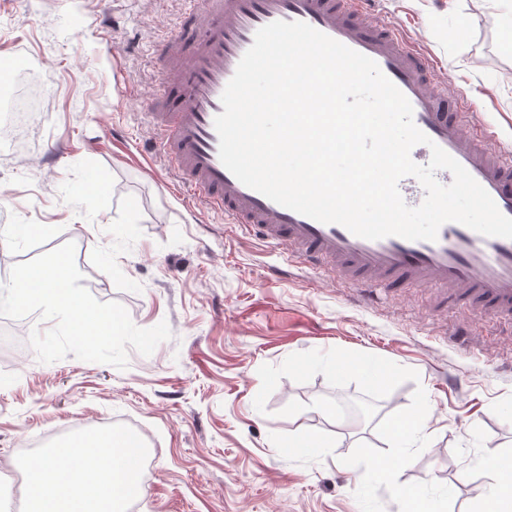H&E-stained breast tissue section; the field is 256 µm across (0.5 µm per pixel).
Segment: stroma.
I'll list each match as a JSON object with an SVG mask.
<instances>
[{
	"label": "stroma",
	"instance_id": "obj_1",
	"mask_svg": "<svg viewBox=\"0 0 512 512\" xmlns=\"http://www.w3.org/2000/svg\"><path fill=\"white\" fill-rule=\"evenodd\" d=\"M439 63L449 93L468 91L512 150V0H379ZM185 0H0V54L40 64L44 103L28 135L0 150V264L66 242L82 284L133 323L167 322L170 339L127 369L67 355L46 364L30 343L0 355V465L26 462L83 433L135 430L151 479L136 512H360L362 470L342 464L358 443L386 449L377 421L339 426L320 412L282 416L290 402L359 399L357 384L281 378L258 412L261 365L342 348L414 369L418 381L381 399L385 414L428 403L427 447L403 483L436 481L451 512H477L492 456L512 457V323L437 311L419 288L368 304L327 272L204 209H190L158 155L150 103L157 56L177 34ZM28 228L23 243L15 226ZM42 234H33V226ZM468 327L465 344L453 335ZM319 448H301L306 435ZM0 479V512L26 501Z\"/></svg>",
	"mask_w": 512,
	"mask_h": 512
}]
</instances>
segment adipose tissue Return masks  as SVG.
I'll return each instance as SVG.
<instances>
[{
  "label": "adipose tissue",
  "mask_w": 512,
  "mask_h": 512,
  "mask_svg": "<svg viewBox=\"0 0 512 512\" xmlns=\"http://www.w3.org/2000/svg\"><path fill=\"white\" fill-rule=\"evenodd\" d=\"M108 438L78 436L27 464L29 512H126L138 468L118 467ZM480 512H512V464L491 458Z\"/></svg>",
  "instance_id": "obj_1"
}]
</instances>
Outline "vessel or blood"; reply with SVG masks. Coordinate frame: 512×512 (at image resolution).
Listing matches in <instances>:
<instances>
[{
	"mask_svg": "<svg viewBox=\"0 0 512 512\" xmlns=\"http://www.w3.org/2000/svg\"><path fill=\"white\" fill-rule=\"evenodd\" d=\"M203 24L166 40L158 63L162 94L151 103L159 150L191 206L223 215L289 260L337 273L351 288H423L480 317L512 321V239L448 222L436 240H367L283 207L242 184L222 164L215 117L221 95L254 41L274 21H302L374 60L407 97L431 143L411 151L427 164L431 145L455 158L512 217V156L496 149L490 122L474 119L464 93L448 94L419 42L372 12L370 0H198Z\"/></svg>",
	"mask_w": 512,
	"mask_h": 512,
	"instance_id": "obj_1",
	"label": "vessel or blood"
}]
</instances>
